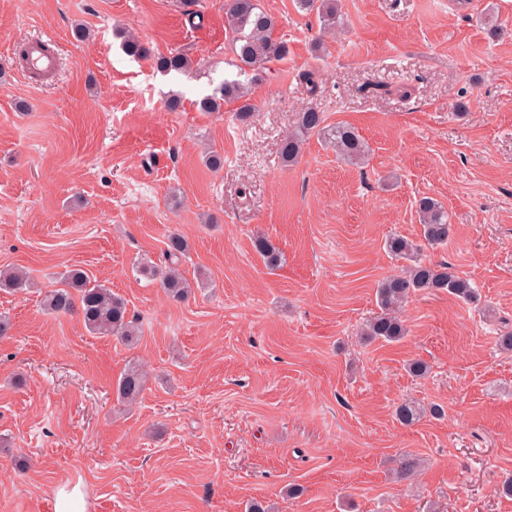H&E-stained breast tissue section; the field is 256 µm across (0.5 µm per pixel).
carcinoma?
I'll return each mask as SVG.
<instances>
[{
  "label": "carcinoma",
  "mask_w": 512,
  "mask_h": 512,
  "mask_svg": "<svg viewBox=\"0 0 512 512\" xmlns=\"http://www.w3.org/2000/svg\"><path fill=\"white\" fill-rule=\"evenodd\" d=\"M339 0H295L298 10L316 13L323 27L332 29L339 24ZM224 23L232 33L231 50L235 57L237 73L226 78L213 92L199 101L204 112L216 111L226 101H238V116L242 119L255 111L247 97V85L254 81L249 73L265 63L281 61L288 56L286 42L273 36L276 19L266 12L259 0H224ZM122 38L123 51L133 57L148 55V49L133 34L118 31ZM191 59L182 52L158 56L155 66L165 73H183L190 69ZM322 137L344 160L360 164L368 154V146L358 130L344 123L328 124L326 116L316 106H308L298 113L294 129L281 140L280 157L284 164L298 162L302 147L312 135ZM422 215L423 239L430 247L448 243L450 224L448 212L436 199L425 196L418 202ZM255 251L270 268L282 262V253L273 242L257 236L253 240ZM387 250L394 256L410 261L398 274L384 278L376 288L378 312L367 321L360 335L367 339H381L393 343L400 341L407 330L400 317L409 299L418 292L448 294L464 302L473 303L478 299L477 288L461 277L451 264H426L418 259L422 245L401 236H393L386 242ZM188 253L187 242L177 234L171 235L166 243L165 262L161 268L146 263L138 267L140 275L157 281L166 295L175 301L185 300L191 293V285L180 272V260ZM31 286L27 272L19 268L0 270V288L12 291ZM44 308L55 316L77 314L85 328L93 335L115 337L127 345L134 344L140 335L136 320L129 315L127 301L112 289L90 278L81 269H70L62 273L60 287L46 292ZM148 380L147 372L138 364H131L116 383L118 398L132 405L143 394ZM423 413L419 407L404 403L396 409L399 421L411 425ZM419 468V460L413 455L396 459L395 477L408 479Z\"/></svg>",
  "instance_id": "cac0c4a2"
}]
</instances>
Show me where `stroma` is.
I'll use <instances>...</instances> for the list:
<instances>
[{
  "label": "stroma",
  "instance_id": "stroma-1",
  "mask_svg": "<svg viewBox=\"0 0 512 512\" xmlns=\"http://www.w3.org/2000/svg\"><path fill=\"white\" fill-rule=\"evenodd\" d=\"M260 4L289 52L260 68L242 121L236 103L196 105L235 72L224 0L194 19L181 0H0V268L35 282L0 290V512H48L61 488L86 512H512V352L497 345L512 324V0H340L330 33L294 0ZM117 26L150 58L124 54ZM36 36L59 52L38 87L15 62ZM178 50L187 73L157 70ZM312 104L357 128L364 164L315 136L282 164ZM423 196L451 231L422 259L480 300L415 295L401 342L364 341L378 283L404 266L385 241L422 242ZM173 233L184 276L205 280L182 302L134 271L163 264ZM71 268L126 299L136 344L44 311ZM130 363L148 372L131 407L116 393ZM408 402L424 409L411 425L395 414ZM403 454L421 467L400 480Z\"/></svg>",
  "mask_w": 512,
  "mask_h": 512
}]
</instances>
